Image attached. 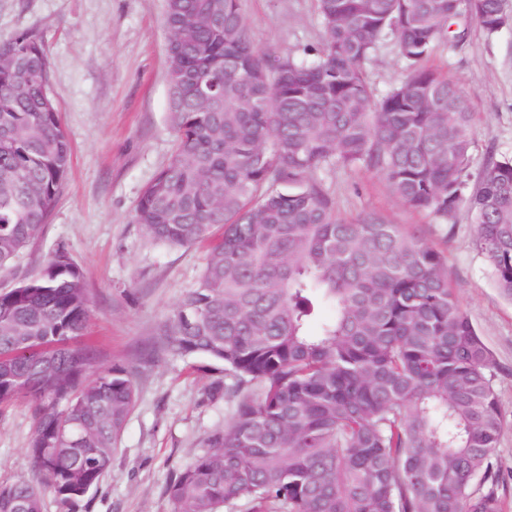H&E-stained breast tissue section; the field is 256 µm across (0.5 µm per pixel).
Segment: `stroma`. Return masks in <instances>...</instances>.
Instances as JSON below:
<instances>
[{
    "label": "stroma",
    "instance_id": "obj_1",
    "mask_svg": "<svg viewBox=\"0 0 512 512\" xmlns=\"http://www.w3.org/2000/svg\"><path fill=\"white\" fill-rule=\"evenodd\" d=\"M251 39L275 54L319 46L324 30L316 0H240ZM165 0H0V39L41 35L50 92L72 146V166L42 234L0 289L39 275L57 247L80 267L90 300L84 344L100 364L131 370L137 399L118 440L111 471L91 494L87 512H171L172 476L202 451L203 439L232 412L208 389L220 380L211 360L174 356L166 325L204 265L203 244L173 248L152 241L134 221L145 186L174 146L168 117ZM467 97L473 120L470 174L488 156L512 157V25L490 34L469 23L463 41L447 40L425 59ZM375 97L408 70L392 37L365 63ZM312 177L338 214L373 211L417 232L447 259L448 282L493 355L490 369L504 419L495 458L501 512H512V300L498 291L474 245L466 204L445 220L403 206L377 175L327 166ZM31 404L0 405V484L32 476L26 454Z\"/></svg>",
    "mask_w": 512,
    "mask_h": 512
}]
</instances>
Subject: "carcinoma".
Instances as JSON below:
<instances>
[{"mask_svg":"<svg viewBox=\"0 0 512 512\" xmlns=\"http://www.w3.org/2000/svg\"><path fill=\"white\" fill-rule=\"evenodd\" d=\"M316 55L271 56L239 0H166L176 144L134 221L170 246L207 244L165 331L174 356L224 366L210 388L233 413L167 487L172 512H501L493 457L503 416L493 356L422 236L345 218L311 177L381 176L415 211L466 200L475 246L512 299V158L469 184L471 112L421 67L464 13L489 34L505 0H317ZM393 36L410 69L380 101L364 64ZM34 32L0 40V270L42 233L72 149ZM322 306L334 314L312 331ZM79 266L57 248L37 278L0 291V403L32 404L31 466L64 512L87 508L136 401L131 372L101 368L84 335ZM0 512H43L28 480Z\"/></svg>","mask_w":512,"mask_h":512,"instance_id":"carcinoma-1","label":"carcinoma"}]
</instances>
